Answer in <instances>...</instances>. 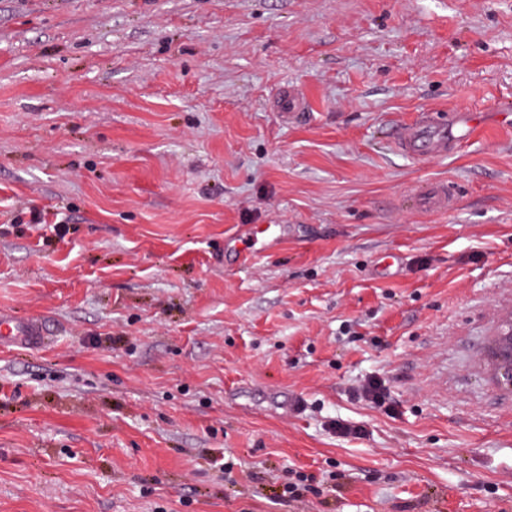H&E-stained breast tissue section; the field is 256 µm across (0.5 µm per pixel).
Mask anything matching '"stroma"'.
Segmentation results:
<instances>
[{
    "label": "stroma",
    "instance_id": "1",
    "mask_svg": "<svg viewBox=\"0 0 512 512\" xmlns=\"http://www.w3.org/2000/svg\"><path fill=\"white\" fill-rule=\"evenodd\" d=\"M508 104L512 0H0V512H512ZM466 135L463 129L456 137H448V119L439 112H427L418 121L399 127L392 133L396 151L423 161L448 155V151L461 143ZM404 200L425 212H448L458 202L456 189L446 180L422 182L408 188L403 195ZM484 364L491 382L501 390L512 392V310L498 317L484 353ZM42 332L34 321L17 322L0 314V343H24L36 345L41 342Z\"/></svg>",
    "mask_w": 512,
    "mask_h": 512
}]
</instances>
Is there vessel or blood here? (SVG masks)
<instances>
[{
  "label": "vessel or blood",
  "instance_id": "vessel-or-blood-1",
  "mask_svg": "<svg viewBox=\"0 0 512 512\" xmlns=\"http://www.w3.org/2000/svg\"><path fill=\"white\" fill-rule=\"evenodd\" d=\"M460 137L448 134V120L444 114L428 112L418 121L399 127L392 133V144L396 151L418 160H429L447 155L459 145ZM404 200L425 212H445L458 201L456 189L445 180H433L408 188ZM42 332L34 321L18 322L0 314V343L39 344Z\"/></svg>",
  "mask_w": 512,
  "mask_h": 512
}]
</instances>
